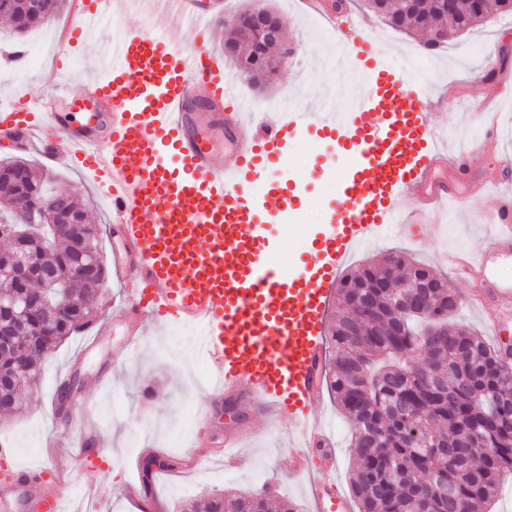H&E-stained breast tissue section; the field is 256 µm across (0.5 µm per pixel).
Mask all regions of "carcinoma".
I'll return each mask as SVG.
<instances>
[{"mask_svg":"<svg viewBox=\"0 0 512 512\" xmlns=\"http://www.w3.org/2000/svg\"><path fill=\"white\" fill-rule=\"evenodd\" d=\"M66 2L0 0V17L22 37ZM387 8L394 14L381 17L391 28L424 34L426 46L440 48L477 26L491 8L512 14V0H420L415 13L395 2ZM258 38L239 33L242 53L251 56ZM59 197L78 223L50 238L29 239L32 275L0 284V295L29 306L23 334L0 349V415L6 417L18 390L38 379L42 356L95 326L103 279L91 272L76 286L67 279L84 262L80 242L99 249L88 209L29 160L0 159V229ZM337 292L339 306L325 325L333 357L324 379L352 427L350 485L359 512H453L460 500L490 512L503 473L512 472V366L482 337L451 323L458 301L448 279L399 251L345 274ZM154 465L170 467L157 457L145 459L146 490ZM269 497L266 488L250 495L222 492L207 509L269 512Z\"/></svg>","mask_w":512,"mask_h":512,"instance_id":"obj_1","label":"carcinoma"}]
</instances>
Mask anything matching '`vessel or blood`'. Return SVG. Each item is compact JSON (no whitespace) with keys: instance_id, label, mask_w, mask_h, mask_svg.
Masks as SVG:
<instances>
[{"instance_id":"vessel-or-blood-1","label":"vessel or blood","mask_w":512,"mask_h":512,"mask_svg":"<svg viewBox=\"0 0 512 512\" xmlns=\"http://www.w3.org/2000/svg\"><path fill=\"white\" fill-rule=\"evenodd\" d=\"M73 16H110L113 0H77ZM195 27L224 16L223 0H175ZM315 11L323 10L314 0ZM337 44L367 76L362 95L342 118L298 110L281 100L251 112L224 78V59L207 43L189 51L161 35L165 15L141 30L120 29L101 51L104 79L87 83L93 113L62 130L55 98L24 96L0 109V135L46 143L52 159L81 165L110 201L116 263L125 279L124 347L137 352L145 318L154 324L202 327L195 351L215 395L245 394L266 425L288 416L294 454L288 472L303 476L313 512H349L336 485L334 460H311L327 447L314 407L325 354L323 327L345 262L394 223L399 201L417 193L405 224L418 227L451 199L433 172L445 159L435 144L431 105L399 69L384 63L370 35L353 36L324 12ZM332 140L345 162L336 204L309 257L284 272L262 218L263 208L291 209L293 187L269 182V163L287 157L293 132ZM494 231L459 256L461 274L476 281L471 299L501 352L512 351V279L493 264L512 259V195L489 197ZM95 440L85 427L71 457L85 470Z\"/></svg>"}]
</instances>
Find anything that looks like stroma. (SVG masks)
<instances>
[{
	"mask_svg": "<svg viewBox=\"0 0 512 512\" xmlns=\"http://www.w3.org/2000/svg\"><path fill=\"white\" fill-rule=\"evenodd\" d=\"M261 3L280 18L293 56L265 91L248 84L230 63L224 66L225 78L236 84L243 97L260 102L271 103L289 95L304 105L326 100L345 102L352 87L337 83L335 73L325 67L329 43L319 35L321 19L305 11L301 0ZM345 4L349 17L366 26L385 59L417 50L424 42L423 37L386 25L365 7L363 0H345ZM70 16V10H63L49 23L20 38L0 20V101L24 92L37 95L65 91L69 97L60 101L58 112L68 116L72 99L81 97L85 83L99 75L92 63L93 55L111 44L118 29L144 27L149 20L143 11H126L98 20L90 35L63 50L52 33ZM418 87L434 101L452 95L469 106L463 115L451 110L436 114L439 126L458 130L457 137L447 142L446 154L451 161L439 173L456 198L442 211L438 229L429 228L416 235L401 231L399 225H386L382 236L352 256L347 267L352 270L364 261L402 250L445 273L450 286L462 297L473 293L475 285L450 270L448 255L473 250L480 244L488 227L480 187L494 185L504 171V162H512V16H489L468 34L449 40L435 51L433 62L426 64ZM465 151L472 152L474 158L463 169L452 158ZM26 157L89 205L102 253L111 265L108 279L99 290L97 313L99 319H112L114 325L90 352L82 350L87 339L83 333L48 352L42 359L38 383L24 394L22 408L12 418L0 421V442H7L14 450L10 457L0 458V472L9 473L8 479H0V499L14 495L19 471L47 470L54 458L68 472L50 474L48 481L60 498L76 503L78 512H132L125 486L141 477L132 463L158 457L173 461L174 466L154 476L150 500L155 512H180L183 501L224 489L249 494L263 487L270 488L273 500L306 506L301 477L288 472L292 451L288 420L266 427L250 404L239 399L234 402L232 415H225L224 402L209 395L203 360L170 356L175 326L148 324L140 351L132 357L127 355L124 330L117 323L125 288L113 268L119 243L108 235L110 212L100 189L80 166L48 161L35 150L28 151ZM342 166L332 143L302 134L290 141L287 164L269 169L273 180L298 178L304 200L300 223L286 222L280 215L266 219L267 231L279 245L281 267L300 264L310 237L324 230L326 207L336 196V176ZM73 375L82 384L80 395L89 404L97 430L94 466L83 473L69 468V443L78 437V428L68 426L64 418H53L49 412V402L57 393V377ZM316 409L325 417L332 434L338 488L342 494H350L351 426L329 392H322ZM237 424L243 432L240 457L228 466L216 450L224 445L225 431Z\"/></svg>",
	"mask_w": 512,
	"mask_h": 512,
	"instance_id": "35a3bbf8",
	"label": "stroma"
}]
</instances>
